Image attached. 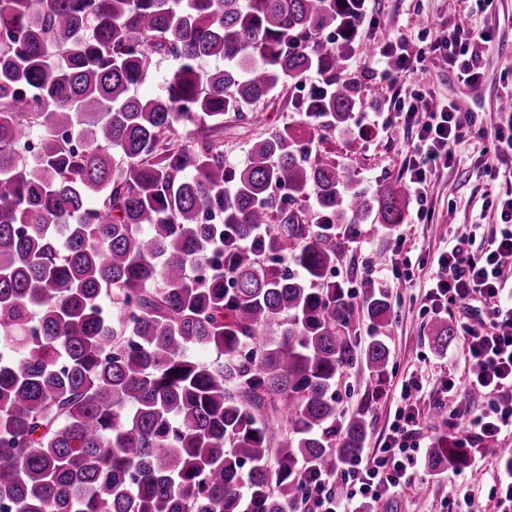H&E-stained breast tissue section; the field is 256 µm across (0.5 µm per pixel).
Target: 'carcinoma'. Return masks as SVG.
<instances>
[{"label":"carcinoma","mask_w":512,"mask_h":512,"mask_svg":"<svg viewBox=\"0 0 512 512\" xmlns=\"http://www.w3.org/2000/svg\"><path fill=\"white\" fill-rule=\"evenodd\" d=\"M362 17L361 0H0V512H288L306 471L362 453L368 404L343 412L337 386L356 362L387 374L393 310L365 282L361 342L339 229L404 223L409 187L301 147L369 107L331 39ZM161 53L175 65L144 100ZM312 71L319 100L227 165L224 116L264 126L252 106ZM456 334L432 325L442 349ZM450 454L439 437L425 467Z\"/></svg>","instance_id":"1"}]
</instances>
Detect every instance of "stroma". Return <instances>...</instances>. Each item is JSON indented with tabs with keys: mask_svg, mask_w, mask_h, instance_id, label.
<instances>
[{
	"mask_svg": "<svg viewBox=\"0 0 512 512\" xmlns=\"http://www.w3.org/2000/svg\"><path fill=\"white\" fill-rule=\"evenodd\" d=\"M369 23L363 24L364 39L376 47L403 34L411 52L417 54L421 71L402 74L398 85L381 81L373 72V61L353 52L343 71L344 77L357 78L371 101L370 124L353 123L348 131L327 134L325 140L309 143V153L328 150L340 165L358 163L364 184L401 179L405 158L413 139L396 117V94L410 96L420 91L438 101L457 99L466 111L475 113L478 126L490 129L503 119L498 104L512 90V0H494L491 13L478 11L474 0H368ZM489 28L493 40L484 49L481 78L472 87L461 86L439 53L435 42L447 38L454 26ZM260 128L228 115L224 118V158L228 165L244 163ZM494 160L490 139L466 136L457 145L448 167L433 175L429 187L428 217L407 206L403 224L385 230L372 221L343 225L340 232L342 257L336 267L337 280L348 288L361 289L373 279L393 304L394 320L388 332L390 366L383 380L373 379L362 365H354L343 375L338 392L344 412H355L368 404L370 428L364 445L365 456L381 448L400 402L404 381L418 378L426 402L444 399L447 409H460L468 377L462 339L449 343L447 351L436 348L430 328L437 315L432 311L431 275L441 256L454 247L462 233H470V252L484 251L494 224L492 204L504 192L512 170L501 167L498 178H490L479 165V158ZM410 258L409 281H397L393 270L401 258ZM453 381L451 393H443L445 381ZM512 448V435L495 441L472 442L466 465H451L441 473H428L424 464L415 468V483L400 496L373 503L371 512H463L465 497H472L474 512H496L489 500L490 488L498 478L501 451Z\"/></svg>",
	"mask_w": 512,
	"mask_h": 512,
	"instance_id": "obj_1",
	"label": "stroma"
}]
</instances>
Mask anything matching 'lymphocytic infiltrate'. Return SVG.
Here are the masks:
<instances>
[{
	"label": "lymphocytic infiltrate",
	"instance_id": "lymphocytic-infiltrate-1",
	"mask_svg": "<svg viewBox=\"0 0 512 512\" xmlns=\"http://www.w3.org/2000/svg\"><path fill=\"white\" fill-rule=\"evenodd\" d=\"M490 40L486 30L454 28L444 42L448 67L463 86L478 81L479 50ZM398 110L415 138L406 156V173L418 212H425L431 177L452 161L455 147L475 125L473 113L458 101L436 107L422 96ZM496 220L504 229L479 255L454 247L439 263L433 289L436 309L456 307L466 345L467 390L480 394L477 413L461 417L457 428L468 438L494 439L512 433V303L503 301L500 277L512 257V189L496 200ZM414 382L402 384V405L378 454L342 463L334 474L306 476V493L292 512H356L358 503L402 493L412 482L411 464L421 457L423 412Z\"/></svg>",
	"mask_w": 512,
	"mask_h": 512
}]
</instances>
